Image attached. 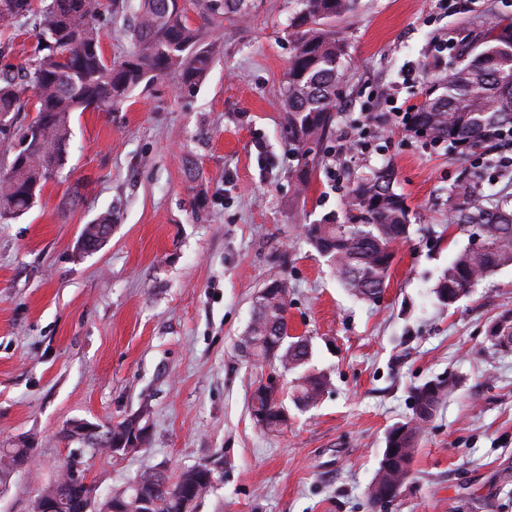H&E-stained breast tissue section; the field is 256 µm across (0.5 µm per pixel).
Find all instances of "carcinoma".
<instances>
[{
	"instance_id": "cac0c4a2",
	"label": "carcinoma",
	"mask_w": 512,
	"mask_h": 512,
	"mask_svg": "<svg viewBox=\"0 0 512 512\" xmlns=\"http://www.w3.org/2000/svg\"><path fill=\"white\" fill-rule=\"evenodd\" d=\"M229 0H204L205 25L193 24L183 0H139L137 21L128 31L137 51L123 60L109 61L100 46L103 11L127 8L119 0H0V28H9L20 17L36 12L40 47L21 67L17 80L11 68L0 70V117H10L0 127V140L12 145L13 158L0 171V218L16 217L33 205L37 193L65 164L73 112L119 108L131 88L144 80L174 73L185 87L197 85L206 75L216 45L206 41L205 26L224 18ZM300 9L289 25L292 54L288 62L285 104L288 108V145L297 165L293 175L306 184L324 154V141L333 121L336 87L343 79L346 45L336 31V19L350 9L352 0H297ZM454 68L411 113L412 131L432 142L463 145L476 152L484 144L487 128L512 129V22L492 23L482 41L457 50ZM37 115L28 125L15 121L27 104ZM453 223L461 230H477L487 240L484 252L460 250L438 279L434 294L444 306L470 292L483 279L512 266V199L487 193L478 170L448 189ZM113 215H99L86 225L82 238L95 251L112 229ZM308 244L335 266L336 273L353 296L375 299V290L386 287L394 246L409 235L404 198L393 189V172L379 171L357 182L348 191L345 221L328 219L322 224H303ZM288 281L273 277L264 285L246 335L247 356L273 360L285 373L297 372L293 387L272 391L257 387L250 411L266 416L261 428L278 432L287 402L306 410L323 398L327 379L305 370L311 346L305 336H288ZM454 390L450 380H431L411 392L412 403L425 401L438 410ZM147 421V412L117 423H89L98 428L85 436L66 428L63 439L93 450H104L105 437L113 446L133 453L148 445L134 436ZM430 418L413 415L391 428L386 447H403L416 453L422 427ZM37 449L22 445L0 448V472L29 468ZM214 470L199 464L184 470L173 483L153 469L137 474L126 487L101 496L76 459L68 458L58 477L40 493L36 507L52 510V499H65V512H196L199 499L213 481Z\"/></svg>"
}]
</instances>
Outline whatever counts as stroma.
<instances>
[{
    "mask_svg": "<svg viewBox=\"0 0 512 512\" xmlns=\"http://www.w3.org/2000/svg\"><path fill=\"white\" fill-rule=\"evenodd\" d=\"M131 8L105 16L108 58L134 50L119 35ZM296 8L245 0L226 10L208 29L220 54L196 88L169 74L134 88L118 111L72 113L64 168L27 213L0 219V448L38 450L0 485V512H33L69 454L70 422L144 409L147 449L85 453L99 492L149 468L173 478L209 463L214 481L196 512H374L368 486L386 435L411 418L412 389L438 378L456 390L383 512H512V352L486 340L512 310V267L453 306L437 302L438 277L468 244L448 206L467 163L389 121L424 101L460 44L512 20V0H355L336 23L346 75L329 153L301 193L283 100ZM38 29L34 15L0 29V69L34 54ZM385 166L409 238L394 248L383 297L369 302L341 286L299 227L343 219L353 182ZM106 211V242L81 251L83 228ZM277 273L288 279V333L310 339L308 366L328 388L268 434L250 397L270 368L238 342Z\"/></svg>",
    "mask_w": 512,
    "mask_h": 512,
    "instance_id": "obj_1",
    "label": "stroma"
}]
</instances>
